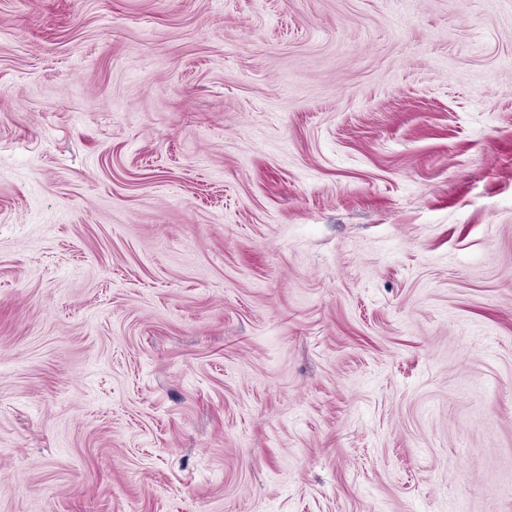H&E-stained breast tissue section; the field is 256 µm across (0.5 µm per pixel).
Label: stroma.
<instances>
[{"instance_id": "obj_1", "label": "stroma", "mask_w": 512, "mask_h": 512, "mask_svg": "<svg viewBox=\"0 0 512 512\" xmlns=\"http://www.w3.org/2000/svg\"><path fill=\"white\" fill-rule=\"evenodd\" d=\"M0 512H512V0H0Z\"/></svg>"}]
</instances>
